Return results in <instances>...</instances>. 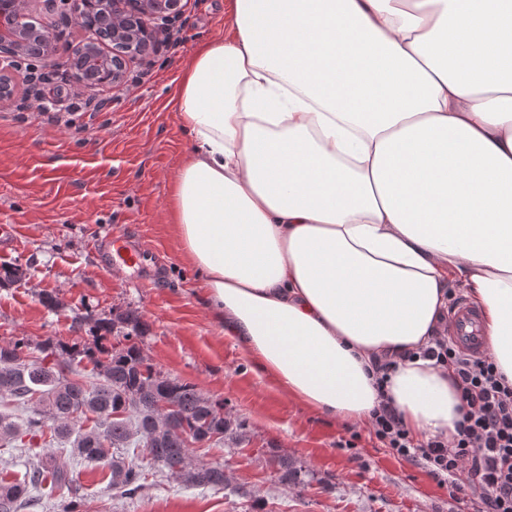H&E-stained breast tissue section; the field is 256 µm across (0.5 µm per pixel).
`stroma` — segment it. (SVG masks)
<instances>
[{
  "mask_svg": "<svg viewBox=\"0 0 512 512\" xmlns=\"http://www.w3.org/2000/svg\"><path fill=\"white\" fill-rule=\"evenodd\" d=\"M227 9L228 0H188L181 26L156 53L129 63L124 86L84 89L65 69L50 76L41 94L65 108L64 123L25 109L24 77L40 71L37 61L21 62L14 96L0 104V225L16 228L13 243L0 247V268L27 270L24 280L0 287V341L80 340L86 313L135 311L149 326L141 347L156 369L223 400L248 437L193 450L223 465L229 488H188L158 472L133 497L112 490L108 468L57 451L74 482L44 488L34 512H54L72 491L86 512H249L254 498L269 512H461L447 486L381 448L368 425L319 413L245 358L207 306L199 269L182 254L168 202L191 137L170 100L195 47L231 37ZM113 233L142 250L140 265L102 267L98 246ZM46 292L62 308L47 309ZM350 437L354 447H339ZM270 453L301 462L308 485L281 484L265 462Z\"/></svg>",
  "mask_w": 512,
  "mask_h": 512,
  "instance_id": "1",
  "label": "stroma"
}]
</instances>
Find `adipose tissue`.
Masks as SVG:
<instances>
[{"mask_svg": "<svg viewBox=\"0 0 512 512\" xmlns=\"http://www.w3.org/2000/svg\"><path fill=\"white\" fill-rule=\"evenodd\" d=\"M175 108L171 217L224 334L349 424L450 437L448 286L512 383V0H229ZM391 359L385 393L375 366Z\"/></svg>", "mask_w": 512, "mask_h": 512, "instance_id": "1", "label": "adipose tissue"}]
</instances>
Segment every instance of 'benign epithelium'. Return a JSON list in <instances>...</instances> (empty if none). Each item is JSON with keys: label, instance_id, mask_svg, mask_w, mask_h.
<instances>
[{"label": "benign epithelium", "instance_id": "benign-epithelium-1", "mask_svg": "<svg viewBox=\"0 0 512 512\" xmlns=\"http://www.w3.org/2000/svg\"><path fill=\"white\" fill-rule=\"evenodd\" d=\"M32 0H0V102L13 96V71L23 55H34L45 67L54 68L55 25L49 20L33 19ZM187 0H112V28L71 45L69 65L77 68V79L86 87L100 85L99 75L86 66L112 64V86L124 84L130 60L150 54L159 41L152 36L139 41L138 28L149 20L155 32L169 34L184 14Z\"/></svg>", "mask_w": 512, "mask_h": 512}]
</instances>
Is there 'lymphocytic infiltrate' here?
Here are the masks:
<instances>
[{
  "label": "lymphocytic infiltrate",
  "mask_w": 512,
  "mask_h": 512,
  "mask_svg": "<svg viewBox=\"0 0 512 512\" xmlns=\"http://www.w3.org/2000/svg\"><path fill=\"white\" fill-rule=\"evenodd\" d=\"M421 356L451 369L466 406L452 439L415 442L385 400L371 412L370 435L394 457L448 484L459 504L477 505L478 512H512V385L491 356L466 353L445 336L435 337Z\"/></svg>",
  "instance_id": "lymphocytic-infiltrate-1"
}]
</instances>
